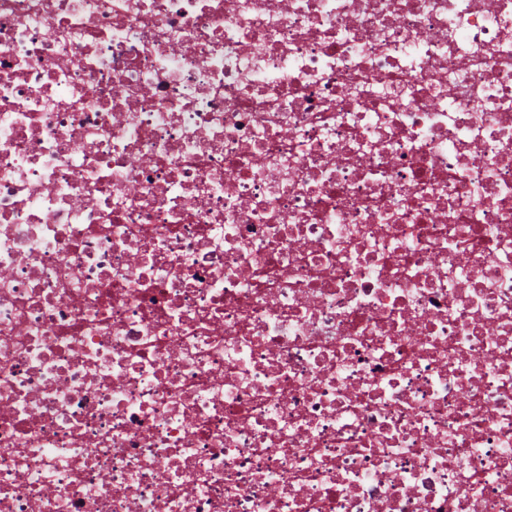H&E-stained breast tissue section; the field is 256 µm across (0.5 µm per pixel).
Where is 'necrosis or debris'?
<instances>
[{"label":"necrosis or debris","mask_w":512,"mask_h":512,"mask_svg":"<svg viewBox=\"0 0 512 512\" xmlns=\"http://www.w3.org/2000/svg\"><path fill=\"white\" fill-rule=\"evenodd\" d=\"M0 512H512V0H0Z\"/></svg>","instance_id":"1"}]
</instances>
